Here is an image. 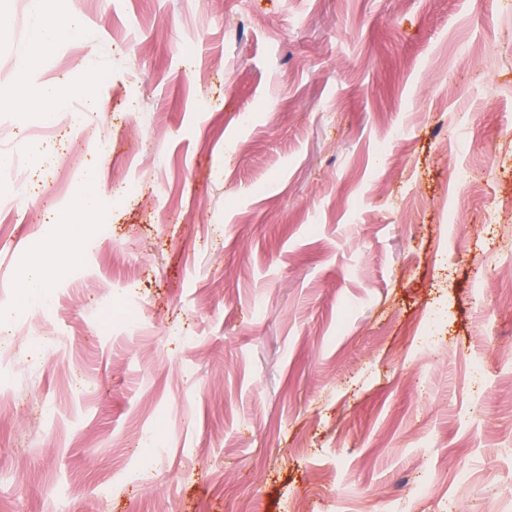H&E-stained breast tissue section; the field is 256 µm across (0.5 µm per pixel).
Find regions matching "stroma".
Returning a JSON list of instances; mask_svg holds the SVG:
<instances>
[{"mask_svg": "<svg viewBox=\"0 0 512 512\" xmlns=\"http://www.w3.org/2000/svg\"><path fill=\"white\" fill-rule=\"evenodd\" d=\"M61 2L33 77L95 112L0 111V512H512V0Z\"/></svg>", "mask_w": 512, "mask_h": 512, "instance_id": "stroma-1", "label": "stroma"}]
</instances>
